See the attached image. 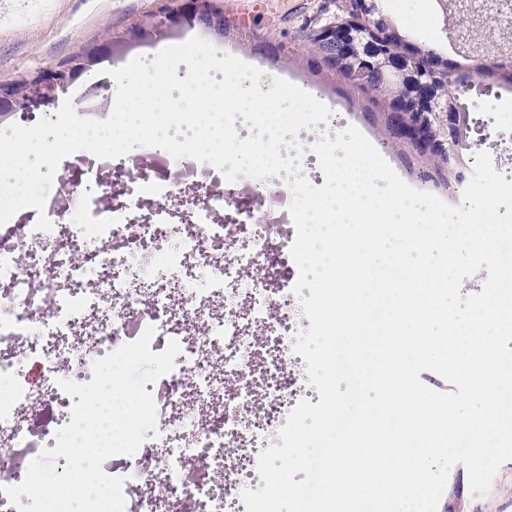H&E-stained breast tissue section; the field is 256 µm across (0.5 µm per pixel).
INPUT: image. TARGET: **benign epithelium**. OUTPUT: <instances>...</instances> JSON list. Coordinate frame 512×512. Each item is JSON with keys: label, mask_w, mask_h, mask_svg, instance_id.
I'll use <instances>...</instances> for the list:
<instances>
[{"label": "benign epithelium", "mask_w": 512, "mask_h": 512, "mask_svg": "<svg viewBox=\"0 0 512 512\" xmlns=\"http://www.w3.org/2000/svg\"><path fill=\"white\" fill-rule=\"evenodd\" d=\"M350 2L345 17L317 29L319 37L331 44L333 59L351 68L361 86L373 77L388 91L387 119L401 143L454 167L460 140L452 85L434 64L422 60L424 52L404 48L403 39L388 27L372 0ZM187 17L214 34L224 29V15L213 8L212 0H180L178 8H165L156 15L160 24L169 27ZM83 71L81 60L69 59L37 72L21 85L16 96L19 107L28 111L55 102Z\"/></svg>", "instance_id": "obj_1"}]
</instances>
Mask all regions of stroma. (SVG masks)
<instances>
[{"instance_id":"35a3bbf8","label":"stroma","mask_w":512,"mask_h":512,"mask_svg":"<svg viewBox=\"0 0 512 512\" xmlns=\"http://www.w3.org/2000/svg\"><path fill=\"white\" fill-rule=\"evenodd\" d=\"M237 33L209 35L221 51L233 54L272 78L288 71L301 87H320L348 107L358 124L374 133L382 155L414 188L447 198L448 167L431 155L395 143L384 123V104L339 78L331 70L305 74L311 55L303 32L334 20L336 0H214ZM158 0H0V84H12L58 62L99 49L103 59L92 67L102 86L99 97L74 96L78 115L106 119L101 108L109 97L110 73L138 56L153 59L182 30L199 31L197 23L160 28L142 41L127 43L130 31L150 19ZM388 22L413 48L433 52L435 60L460 68L492 92L472 94L475 108L512 118V96L498 98L497 89L512 83V22L493 20L479 4L461 0H417L415 8L427 22L410 23L398 11L397 0H380ZM438 512H512V461L495 476L485 496L472 494L463 465L450 472Z\"/></svg>"}]
</instances>
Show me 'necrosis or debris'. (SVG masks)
Returning <instances> with one entry per match:
<instances>
[{"label":"necrosis or debris","instance_id":"1","mask_svg":"<svg viewBox=\"0 0 512 512\" xmlns=\"http://www.w3.org/2000/svg\"><path fill=\"white\" fill-rule=\"evenodd\" d=\"M331 110L329 123L298 138L314 184L325 178L311 145L350 124L341 104ZM65 166L79 181H60L47 199L52 230H36L33 208L0 226V512H17L5 488L71 421L59 380L91 381L95 360L149 326L152 352L172 339L181 352L145 386L157 405L154 435L135 455L106 459L104 472L123 478L125 512H246L243 490L262 486L260 451L278 443L299 400H320L293 350L310 321L290 286L298 268L287 180L230 182L155 148L145 161L77 152ZM256 187L250 208L233 206ZM269 258V282L244 277ZM161 436L177 449L161 451ZM228 442L238 449L231 457Z\"/></svg>","mask_w":512,"mask_h":512}]
</instances>
